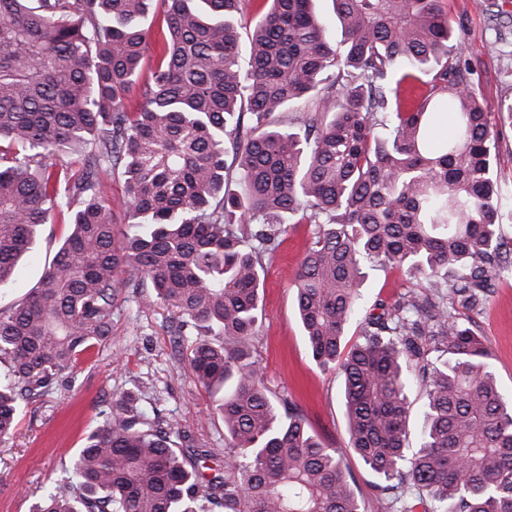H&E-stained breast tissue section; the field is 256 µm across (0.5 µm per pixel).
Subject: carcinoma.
Segmentation results:
<instances>
[{"label": "carcinoma", "instance_id": "cac0c4a2", "mask_svg": "<svg viewBox=\"0 0 512 512\" xmlns=\"http://www.w3.org/2000/svg\"><path fill=\"white\" fill-rule=\"evenodd\" d=\"M251 2L0 0V288L42 225L69 226L36 286L0 307V439L20 400L112 337L129 297L173 308L171 336L224 423L213 448L127 392L33 512H364L340 451L260 385V270L288 213L314 225L294 281L303 336L343 375L348 445L388 512H512V397L472 324L512 276V239L497 125L448 11L332 0L338 41L313 0H269L243 48ZM439 112L453 133L434 140ZM388 268L411 286L362 314L370 272ZM414 391L422 442L408 448Z\"/></svg>", "mask_w": 512, "mask_h": 512}]
</instances>
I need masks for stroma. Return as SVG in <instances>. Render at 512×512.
Returning a JSON list of instances; mask_svg holds the SVG:
<instances>
[{
  "label": "stroma",
  "mask_w": 512,
  "mask_h": 512,
  "mask_svg": "<svg viewBox=\"0 0 512 512\" xmlns=\"http://www.w3.org/2000/svg\"><path fill=\"white\" fill-rule=\"evenodd\" d=\"M463 40V57L477 69L475 92L486 111L512 100V53H498L496 38L512 42V0H444ZM495 168L502 195L501 222L512 238V125L498 127ZM69 231L63 224L42 226L33 253L17 268L12 288L0 292V307L21 298L41 278ZM312 228L292 216L276 256L265 262L260 297L263 321L256 340L261 383L268 394L293 400L311 429L344 449L343 462L365 512H384L373 486L375 476L347 452L348 435L339 372L321 370L312 360L299 326L293 284ZM173 312L137 302L124 304L112 323V340L39 400L22 403L15 435L0 442V512H30L43 491L68 476L73 456L88 433L101 426L113 398L141 390L147 408L177 421L197 439L224 445V425L208 393L196 386L175 354L168 324ZM487 341L501 389L512 393V280L499 282L475 315Z\"/></svg>",
  "instance_id": "35a3bbf8"
}]
</instances>
